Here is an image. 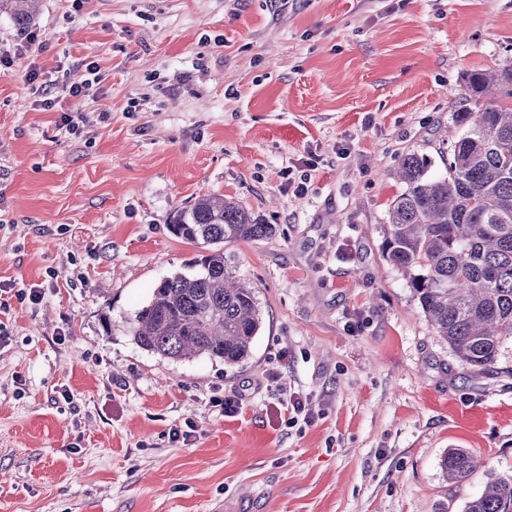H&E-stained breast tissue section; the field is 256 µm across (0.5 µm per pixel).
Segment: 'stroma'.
<instances>
[{"mask_svg": "<svg viewBox=\"0 0 512 512\" xmlns=\"http://www.w3.org/2000/svg\"><path fill=\"white\" fill-rule=\"evenodd\" d=\"M0 44V512H464L512 474V338L465 365L382 258L402 157L444 172L466 75L512 63V0H42ZM90 62L49 109L25 80ZM207 194L277 227L224 246L263 312L233 367L128 332ZM454 448L482 465L452 483ZM92 64L93 63H89L86 65L88 78L84 79L81 83H70L67 79V73L64 72L62 76L64 79L62 80L61 92L72 98H82L86 88L93 83L99 82L97 68Z\"/></svg>", "mask_w": 512, "mask_h": 512, "instance_id": "1", "label": "stroma"}]
</instances>
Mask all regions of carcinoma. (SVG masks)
Listing matches in <instances>:
<instances>
[{
  "label": "carcinoma",
  "instance_id": "1",
  "mask_svg": "<svg viewBox=\"0 0 512 512\" xmlns=\"http://www.w3.org/2000/svg\"><path fill=\"white\" fill-rule=\"evenodd\" d=\"M41 0H0V12L19 27L39 14ZM466 91L487 99L478 112H458L461 135L448 148L447 173L431 177L426 157L400 161L404 190L390 204L383 258L409 276L420 308L456 356L482 370L512 337V65L466 76ZM174 236L206 253L154 288L130 329L134 343L164 359L206 356L228 366L252 354L263 324L256 291L224 259V244L274 235L239 202L222 195L199 198L174 216ZM470 452L452 449L441 468L450 482L475 471ZM465 512H512V475L488 483Z\"/></svg>",
  "mask_w": 512,
  "mask_h": 512
}]
</instances>
